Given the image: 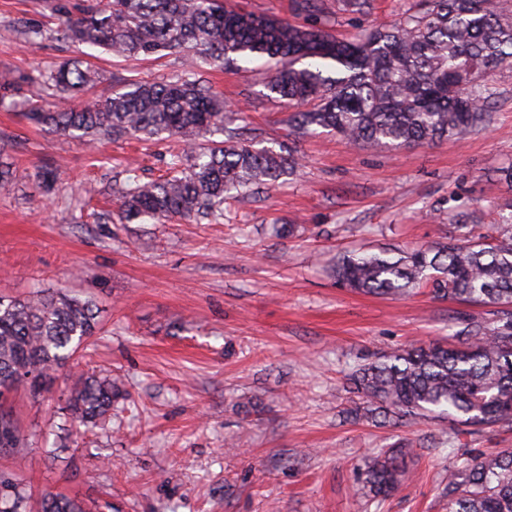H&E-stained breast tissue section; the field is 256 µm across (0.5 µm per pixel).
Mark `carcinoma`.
Instances as JSON below:
<instances>
[{
  "instance_id": "1",
  "label": "carcinoma",
  "mask_w": 512,
  "mask_h": 512,
  "mask_svg": "<svg viewBox=\"0 0 512 512\" xmlns=\"http://www.w3.org/2000/svg\"><path fill=\"white\" fill-rule=\"evenodd\" d=\"M411 2L396 23L343 39L331 33L332 19L367 17L373 0H294L305 25L230 9L224 0H56L60 39L116 57L180 53L185 67L166 82L136 81L74 107L71 100L97 74L80 60L65 62L42 75L52 95L35 94L24 116L48 133L93 144L166 136L175 143L169 173L143 182L126 170L117 220L211 222L223 216L225 199L297 172L299 158L283 143L256 148L224 122V101L204 78L207 66L275 62L265 88L297 106L289 130L320 128L352 145L410 148L463 138L489 123L496 92L483 75L512 69V14L502 0ZM336 284L380 296L430 288L501 308L492 323H465L457 345L409 344L360 365L349 381L363 403L351 418L512 426V217L491 238L345 254ZM98 330L92 301L63 290L0 296V450L23 446L2 400L21 385L38 394L48 389ZM122 396L112 378L82 375L66 396L71 421L95 427ZM413 453L409 443L372 453L363 470L372 499L395 492ZM444 493L448 512H512V451L459 459ZM26 501L21 484L1 475L0 512H26ZM37 512L87 507L49 492Z\"/></svg>"
}]
</instances>
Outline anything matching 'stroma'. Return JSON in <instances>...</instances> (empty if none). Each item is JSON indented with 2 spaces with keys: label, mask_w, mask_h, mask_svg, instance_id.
<instances>
[{
  "label": "stroma",
  "mask_w": 512,
  "mask_h": 512,
  "mask_svg": "<svg viewBox=\"0 0 512 512\" xmlns=\"http://www.w3.org/2000/svg\"><path fill=\"white\" fill-rule=\"evenodd\" d=\"M408 0H375L370 17L340 15L349 37L397 20ZM53 18V0H0V139L12 143V182L0 186V294L66 288L91 298L103 330L61 370L52 391L9 399L24 447L0 452V473L31 499L64 493L111 512H448L441 488L456 455L512 450V427L459 422L378 426L347 418L361 398L347 378L360 364L417 340L452 344L459 317L489 324L496 307L435 297L401 298L338 288L346 251L428 246L490 234L512 210V70L487 79L497 95L487 128L463 140L406 149L347 145L318 131L288 136L286 103L271 99L262 63L208 70L212 88L245 132L292 139L296 175L228 200L219 224L172 220L113 224L125 167L162 175L163 142L93 149L36 130L22 117L38 76L74 57L27 26ZM93 95L116 80L165 81L181 59L94 58ZM53 168L57 189L37 171ZM81 372L119 378L127 396L100 426L76 434L63 391ZM412 443L398 490L371 503L361 465L374 450Z\"/></svg>",
  "instance_id": "obj_1"
}]
</instances>
